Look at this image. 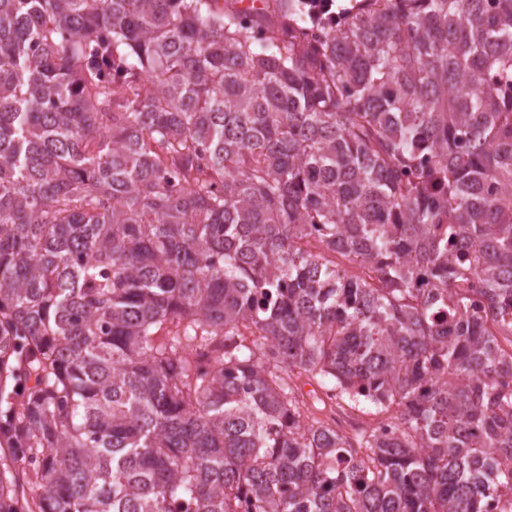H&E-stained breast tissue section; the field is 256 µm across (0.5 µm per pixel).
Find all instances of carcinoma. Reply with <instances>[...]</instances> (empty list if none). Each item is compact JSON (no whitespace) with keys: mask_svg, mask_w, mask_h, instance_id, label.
Segmentation results:
<instances>
[{"mask_svg":"<svg viewBox=\"0 0 512 512\" xmlns=\"http://www.w3.org/2000/svg\"><path fill=\"white\" fill-rule=\"evenodd\" d=\"M241 2L0 0V512H488L512 0ZM292 378L295 395L305 403L304 410L309 415V420L312 418L325 420L336 426V430L352 440L361 428H367L375 424L380 416L369 413V410L372 411L369 408L363 411L351 409L340 399L332 403L324 401V405L318 399V397L323 399L321 392H324L318 378L306 372L298 374L297 370L294 371ZM333 420L336 421V425Z\"/></svg>","mask_w":512,"mask_h":512,"instance_id":"carcinoma-1","label":"carcinoma"}]
</instances>
